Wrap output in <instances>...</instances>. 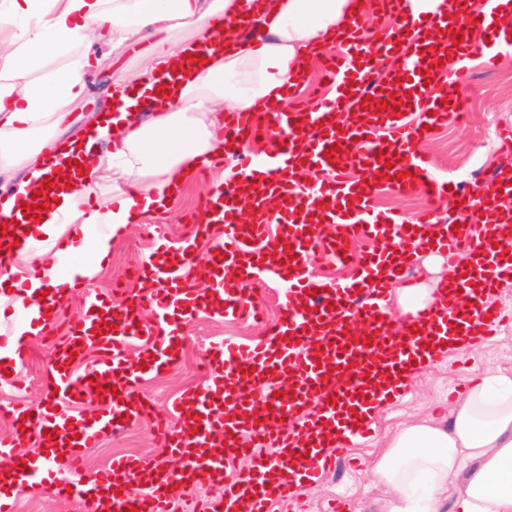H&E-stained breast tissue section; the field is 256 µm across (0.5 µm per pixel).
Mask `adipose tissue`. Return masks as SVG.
<instances>
[{"label": "adipose tissue", "mask_w": 512, "mask_h": 512, "mask_svg": "<svg viewBox=\"0 0 512 512\" xmlns=\"http://www.w3.org/2000/svg\"><path fill=\"white\" fill-rule=\"evenodd\" d=\"M365 0H0V212L24 237L0 309L63 287L60 267L89 279L112 239L171 204L184 183L223 155L228 112L281 103L313 52L348 28ZM99 37L138 50L135 72L114 70L99 111L74 127ZM66 64L45 71L46 58ZM52 180L43 189L44 180ZM48 203L42 220L25 210ZM108 231L88 243L90 226ZM66 249H58L60 240ZM385 512H512V374L474 380L447 415L400 428L374 466Z\"/></svg>", "instance_id": "1"}]
</instances>
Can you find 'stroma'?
Returning a JSON list of instances; mask_svg holds the SVG:
<instances>
[{
	"mask_svg": "<svg viewBox=\"0 0 512 512\" xmlns=\"http://www.w3.org/2000/svg\"><path fill=\"white\" fill-rule=\"evenodd\" d=\"M92 88L74 110L89 115L99 104L100 93L116 58L110 44L92 42ZM469 95L458 97V108L466 113L465 123L450 124L430 131L420 142L421 149L435 162L439 173L449 183L473 188L480 174L492 173L504 166L505 158L497 152V132L512 125V51L502 53L494 66H486L480 57H472ZM224 179L220 169L207 176H195L174 199L168 217L159 222L157 232L143 234L139 227L112 240V255L106 267L87 281L86 289L101 299L122 301L123 290L133 277L132 268L140 257L158 252L174 253L177 242L187 234V216L211 185ZM264 324L214 317L203 311L186 322L183 350L177 364L147 380L142 392L147 409L140 419L116 435L101 439L97 447L87 449L88 471L103 468L112 455L141 454L169 465L173 459L153 435L154 416L183 389L202 384L203 361L210 342L229 338L247 342L262 335ZM48 335L28 339L29 357L19 377L7 376L0 368V406L15 402L40 405L48 397L46 344ZM498 370L512 372V326L504 328L489 344L474 349L446 351L436 363L412 378L406 395L389 404L374 417V431L362 440L349 442L350 463L337 466L315 485L301 488L307 512H326L332 499L345 498L357 512H380L385 492L374 483L373 467L388 438L403 424L428 417L438 407L447 405L448 393L468 385L470 379Z\"/></svg>",
	"mask_w": 512,
	"mask_h": 512,
	"instance_id": "35a3bbf8",
	"label": "stroma"
}]
</instances>
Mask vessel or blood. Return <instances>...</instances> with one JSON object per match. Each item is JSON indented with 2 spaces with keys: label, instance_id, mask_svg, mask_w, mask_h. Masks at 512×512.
I'll list each match as a JSON object with an SVG mask.
<instances>
[{
  "label": "vessel or blood",
  "instance_id": "vessel-or-blood-1",
  "mask_svg": "<svg viewBox=\"0 0 512 512\" xmlns=\"http://www.w3.org/2000/svg\"><path fill=\"white\" fill-rule=\"evenodd\" d=\"M408 40L388 42L385 66L391 76L379 82L376 70L360 66L363 33L352 29L339 47H327L319 64L335 93L311 108L283 102L258 119L233 112L224 121V140L234 144V164L223 183L212 186L202 202L207 223L224 227L213 240L208 288L194 287L182 272L183 259L197 240L183 239L177 259H143L136 266L139 289L121 313L113 315L105 335L94 334L103 302L86 297L82 320L67 325L49 349L45 384L49 405L19 404L11 421H23L30 434L43 436L48 453L42 462L18 467L16 435L0 439V480L22 486L35 481L51 495L68 492L79 504L105 503L107 512H172L178 492L198 475L224 485L220 497L207 498L198 512H268L280 501L288 512H302L299 487L318 481L335 463L350 438L368 431V411L376 399L378 371L391 376L394 397L405 392L403 372L440 340L462 335L484 343L505 314L488 298L512 280V259L497 249L496 227L484 225L480 238L465 230L445 229L423 239L422 247L445 253L450 268L446 290L417 311L404 328L390 332L385 277L402 280L416 254L405 226L438 222L448 199V183L415 139L425 127L455 121L458 111L445 99L469 79L466 61L480 54L493 60L503 38L477 40L475 30L496 21L499 0H468L460 13L407 14L408 0H378ZM440 30L460 32L451 57L440 60L421 40ZM387 109H380V102ZM396 191L428 195L433 205L414 219L375 212L373 175ZM281 207L269 211L268 198ZM458 220L479 217L488 206L512 199V169H499L471 192L459 193ZM248 208L238 220L240 208ZM286 232L270 237V224ZM379 241L377 251L361 259L352 279L320 280L311 267L324 255L344 263L348 244ZM466 263H459V254ZM281 286V313L274 328L255 342L221 340L207 355L206 382L172 401L157 417L174 465L135 455L114 457L94 473L83 467L84 449L126 428L146 407L141 387L149 373L171 366L181 356L180 322L198 312L256 316L245 293L248 285ZM165 324L167 335L138 323L143 311ZM95 350L83 372L78 355ZM291 385H282V377ZM100 389L101 408L93 420L73 408L89 380ZM249 467L228 480L224 472L237 456Z\"/></svg>",
  "mask_w": 512,
  "mask_h": 512
}]
</instances>
